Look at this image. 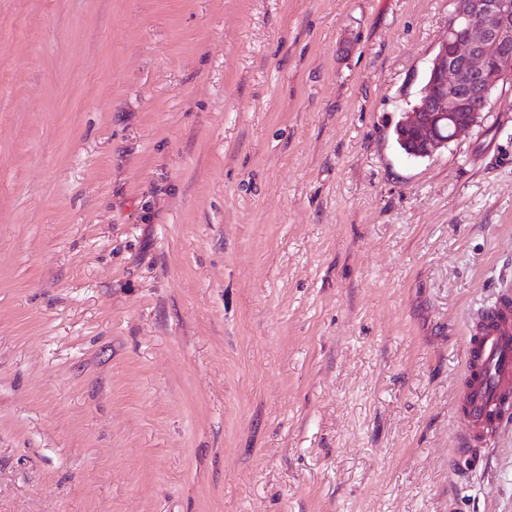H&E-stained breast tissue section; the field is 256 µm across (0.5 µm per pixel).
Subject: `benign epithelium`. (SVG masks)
<instances>
[{
	"mask_svg": "<svg viewBox=\"0 0 512 512\" xmlns=\"http://www.w3.org/2000/svg\"><path fill=\"white\" fill-rule=\"evenodd\" d=\"M455 3L448 34L427 65L428 94L412 111L457 137L475 126L478 112L467 106L512 81V0Z\"/></svg>",
	"mask_w": 512,
	"mask_h": 512,
	"instance_id": "7a95c632",
	"label": "benign epithelium"
}]
</instances>
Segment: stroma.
I'll return each mask as SVG.
<instances>
[{
    "label": "stroma",
    "instance_id": "35a3bbf8",
    "mask_svg": "<svg viewBox=\"0 0 512 512\" xmlns=\"http://www.w3.org/2000/svg\"><path fill=\"white\" fill-rule=\"evenodd\" d=\"M454 8L0 0V512H512L451 412L512 86L391 135ZM416 115L408 112H403L399 120L394 126V139L399 149L407 157L425 160L432 158L435 154L448 147L446 143L438 144L435 152L428 151L424 148L419 141L413 138V133L416 132Z\"/></svg>",
    "mask_w": 512,
    "mask_h": 512
}]
</instances>
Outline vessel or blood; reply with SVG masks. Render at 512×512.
<instances>
[{
	"instance_id": "vessel-or-blood-1",
	"label": "vessel or blood",
	"mask_w": 512,
	"mask_h": 512,
	"mask_svg": "<svg viewBox=\"0 0 512 512\" xmlns=\"http://www.w3.org/2000/svg\"><path fill=\"white\" fill-rule=\"evenodd\" d=\"M466 372L453 404L465 430L459 446L478 461L502 429L512 424V290L499 287L466 318Z\"/></svg>"
}]
</instances>
